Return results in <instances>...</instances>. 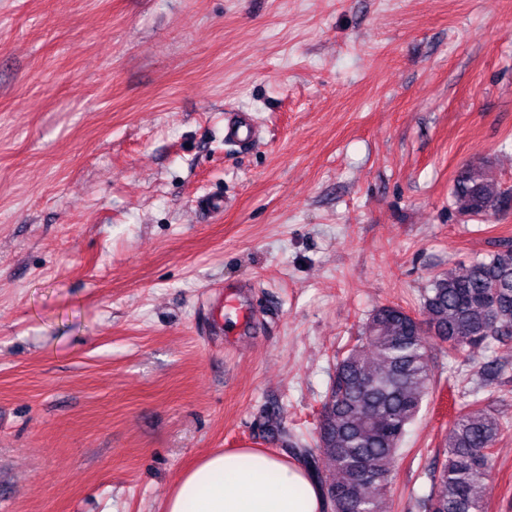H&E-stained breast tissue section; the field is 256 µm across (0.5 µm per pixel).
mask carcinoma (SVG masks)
<instances>
[{"label":"carcinoma","instance_id":"1","mask_svg":"<svg viewBox=\"0 0 512 512\" xmlns=\"http://www.w3.org/2000/svg\"><path fill=\"white\" fill-rule=\"evenodd\" d=\"M457 213H499L512 192L466 164L453 188ZM419 320L384 304L364 323L358 343L336 359L322 407L316 470H325L332 512H384L383 495L408 428L431 384L429 338L458 355L512 340V242L459 270L442 272L425 289ZM501 432L499 417L480 400L461 407L444 444V460L428 496L429 512H486L487 472Z\"/></svg>","mask_w":512,"mask_h":512}]
</instances>
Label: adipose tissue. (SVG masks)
<instances>
[{
    "label": "adipose tissue",
    "mask_w": 512,
    "mask_h": 512,
    "mask_svg": "<svg viewBox=\"0 0 512 512\" xmlns=\"http://www.w3.org/2000/svg\"><path fill=\"white\" fill-rule=\"evenodd\" d=\"M321 486L298 461L246 449L212 451L185 470L163 512H323Z\"/></svg>",
    "instance_id": "adipose-tissue-1"
}]
</instances>
